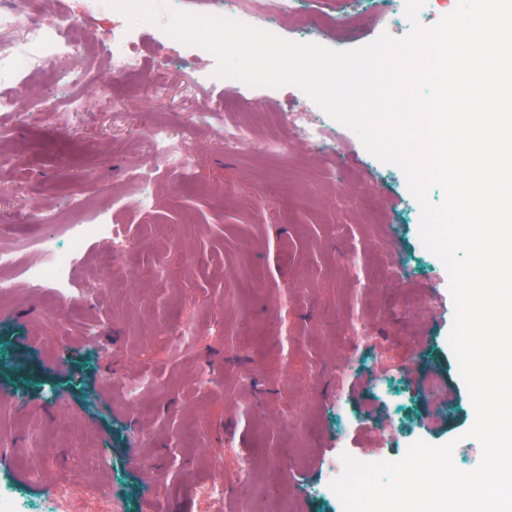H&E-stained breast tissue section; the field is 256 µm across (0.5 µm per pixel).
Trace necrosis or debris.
<instances>
[{"label": "necrosis or debris", "mask_w": 512, "mask_h": 512, "mask_svg": "<svg viewBox=\"0 0 512 512\" xmlns=\"http://www.w3.org/2000/svg\"><path fill=\"white\" fill-rule=\"evenodd\" d=\"M300 8L301 0H212L209 10L281 36L289 30ZM75 27L71 20H46L44 0H0V36L16 31L21 34L20 39L10 44H0V112L14 109L6 86H23L49 74H60L62 68L83 59L82 48L71 35ZM140 33V27L129 26L121 16L110 35L99 38V45L111 48L109 65L113 78L120 80L139 70L144 55L139 47ZM146 146L148 155L167 167L182 169L189 164L181 138L173 136L166 125H148ZM116 236L112 224L104 217L71 225L67 246L47 245L45 260L27 267L25 277L32 287L65 294L70 270L87 240L95 239L104 245L103 265L107 270L120 267L121 251L114 246Z\"/></svg>", "instance_id": "1"}]
</instances>
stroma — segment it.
Returning <instances> with one entry per match:
<instances>
[{
  "mask_svg": "<svg viewBox=\"0 0 512 512\" xmlns=\"http://www.w3.org/2000/svg\"><path fill=\"white\" fill-rule=\"evenodd\" d=\"M52 12L89 37L112 28L111 11H87L85 0H53ZM375 22L315 40L357 48L413 26L402 11ZM142 42L144 69L112 89L127 110L76 78L19 89L14 113L0 114L13 129L0 153V215L19 230L6 241L18 250L16 287L0 295V441L12 444L0 474H37L27 486L37 500L61 484L111 486L114 502L81 497L74 512H343L323 486L344 451L397 460L417 440H453L455 465L475 469V412L448 343L449 273L420 240L404 172L332 122L340 153L298 145L306 96L296 87L232 97L207 81L208 52L150 29ZM78 94L89 111L59 120L56 108ZM242 112L256 137L225 149L224 125ZM148 114L182 133L186 169L142 156ZM264 135L281 138L280 153L258 152ZM143 194L152 210L138 206ZM102 209L132 242L121 277L104 270L93 240L67 300L29 287L21 270L40 263L42 247L28 227L45 225L60 246L69 225ZM356 321L368 329L361 342L347 334ZM181 324L187 334L174 336ZM201 373L208 388L196 385ZM18 394L27 405H12ZM63 448L79 463L62 465ZM247 456L257 466L240 485ZM219 471L229 498L189 490Z\"/></svg>",
  "mask_w": 512,
  "mask_h": 512,
  "instance_id": "obj_1",
  "label": "stroma"
}]
</instances>
